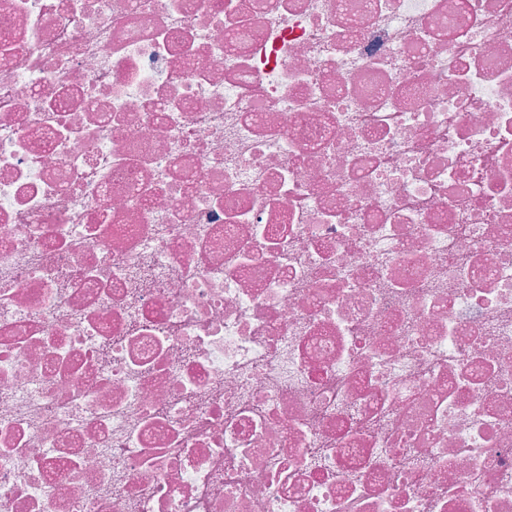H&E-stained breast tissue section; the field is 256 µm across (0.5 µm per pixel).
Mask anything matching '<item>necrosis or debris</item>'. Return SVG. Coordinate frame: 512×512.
I'll use <instances>...</instances> for the list:
<instances>
[{"label":"necrosis or debris","mask_w":512,"mask_h":512,"mask_svg":"<svg viewBox=\"0 0 512 512\" xmlns=\"http://www.w3.org/2000/svg\"><path fill=\"white\" fill-rule=\"evenodd\" d=\"M0 512H512V0H0Z\"/></svg>","instance_id":"1"}]
</instances>
